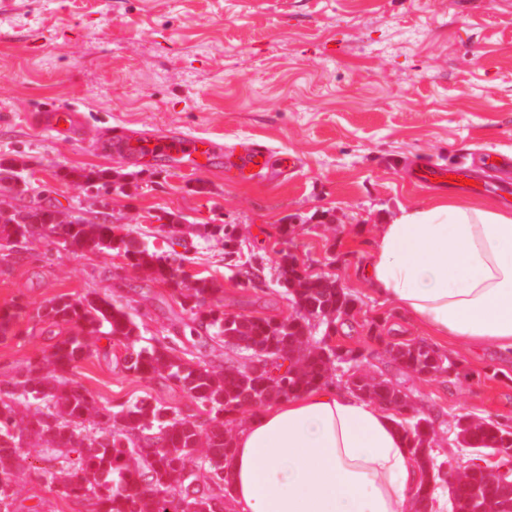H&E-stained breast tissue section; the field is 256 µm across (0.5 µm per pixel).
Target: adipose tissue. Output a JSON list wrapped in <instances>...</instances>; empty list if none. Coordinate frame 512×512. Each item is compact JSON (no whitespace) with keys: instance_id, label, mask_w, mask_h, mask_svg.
Wrapping results in <instances>:
<instances>
[{"instance_id":"adipose-tissue-1","label":"adipose tissue","mask_w":512,"mask_h":512,"mask_svg":"<svg viewBox=\"0 0 512 512\" xmlns=\"http://www.w3.org/2000/svg\"><path fill=\"white\" fill-rule=\"evenodd\" d=\"M371 289L433 336L512 360V211L460 200L381 225ZM232 512H415L424 478L385 405L320 386L233 434Z\"/></svg>"}]
</instances>
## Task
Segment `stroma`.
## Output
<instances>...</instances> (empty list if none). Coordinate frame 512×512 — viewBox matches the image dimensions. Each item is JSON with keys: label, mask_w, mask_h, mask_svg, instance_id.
I'll return each instance as SVG.
<instances>
[{"label": "stroma", "mask_w": 512, "mask_h": 512, "mask_svg": "<svg viewBox=\"0 0 512 512\" xmlns=\"http://www.w3.org/2000/svg\"><path fill=\"white\" fill-rule=\"evenodd\" d=\"M35 102L75 105L86 142L30 126ZM118 122L228 145L256 136L304 165L289 177L241 181L220 160L187 170L95 149ZM490 150L512 156V0H0V161L16 173L0 184V204L48 199L83 217L92 194L81 174L107 172L116 235L175 259L184 284L212 280L211 301L228 313L292 314L276 285L285 253L308 274L336 278L356 300L337 344L361 351L360 374L389 379L435 418L433 452L451 473L493 457L460 448L455 419L512 425V363L428 335L369 289L365 269L380 226L400 209L473 198L416 185L387 158ZM222 224L234 229L237 255L225 253ZM253 267L256 287L245 275ZM90 291L126 306L143 335H177L215 369L234 358L223 344L199 345L172 287L123 253L75 252L36 234L25 259L0 256V311H19L0 338V380L71 333L39 322V307ZM420 340L448 356L453 375H412L385 352L387 342ZM89 342L68 377L99 407L147 396L201 414L179 387L127 372L117 340ZM43 448L25 434L16 512H84L29 478Z\"/></svg>", "instance_id": "obj_1"}]
</instances>
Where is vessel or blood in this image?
I'll use <instances>...</instances> for the list:
<instances>
[{"label":"vessel or blood","mask_w":512,"mask_h":512,"mask_svg":"<svg viewBox=\"0 0 512 512\" xmlns=\"http://www.w3.org/2000/svg\"><path fill=\"white\" fill-rule=\"evenodd\" d=\"M32 120L43 130L55 132L65 129L77 134L83 127V118L72 105H48L32 113ZM112 141L118 150H125L128 145H135L137 150L157 159H164L177 166L193 165L198 156L206 155L220 158L226 169L254 178H264L274 172L280 176L292 175L300 166L297 156L291 154H274L268 145L259 139L247 138L237 144L228 146L220 139H200L181 132L152 133L129 141L126 130L116 126L112 129ZM451 176L452 187H459L462 180L471 176L468 155H460L456 160H430L416 165L409 172L415 182L432 185L434 178Z\"/></svg>","instance_id":"obj_1"}]
</instances>
